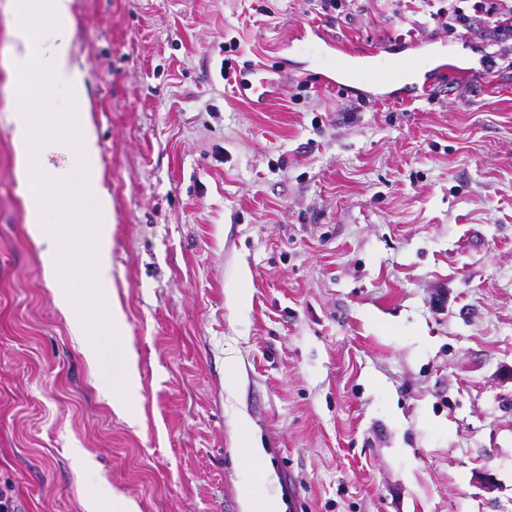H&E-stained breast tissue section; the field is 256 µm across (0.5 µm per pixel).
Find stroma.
Returning a JSON list of instances; mask_svg holds the SVG:
<instances>
[{
    "label": "stroma",
    "instance_id": "35a3bbf8",
    "mask_svg": "<svg viewBox=\"0 0 512 512\" xmlns=\"http://www.w3.org/2000/svg\"><path fill=\"white\" fill-rule=\"evenodd\" d=\"M9 4L0 484L18 512H241L256 480L281 512H512L500 43L436 24L448 0H351L335 21L308 0H74L112 199V295L87 339L56 308L26 224ZM257 58L288 75L260 111L221 74ZM374 63L430 88L313 79ZM128 347L139 388L124 413L102 392Z\"/></svg>",
    "mask_w": 512,
    "mask_h": 512
}]
</instances>
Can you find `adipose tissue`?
I'll use <instances>...</instances> for the list:
<instances>
[{
	"mask_svg": "<svg viewBox=\"0 0 512 512\" xmlns=\"http://www.w3.org/2000/svg\"><path fill=\"white\" fill-rule=\"evenodd\" d=\"M73 0H12V70H37L38 88L22 87L11 112V140L26 222L42 249L45 280L72 331L86 335L89 320L78 314L73 297L80 276L94 290L85 303L112 292L108 254L112 212L102 186L97 136L80 63L74 54ZM40 14L43 25L33 24ZM74 158L59 166L60 156ZM67 232H60V225Z\"/></svg>",
	"mask_w": 512,
	"mask_h": 512,
	"instance_id": "obj_1",
	"label": "adipose tissue"
}]
</instances>
